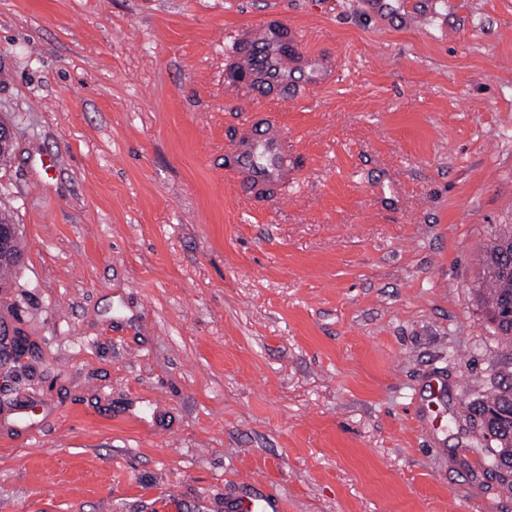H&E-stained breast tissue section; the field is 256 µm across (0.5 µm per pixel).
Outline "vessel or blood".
Returning a JSON list of instances; mask_svg holds the SVG:
<instances>
[{
	"mask_svg": "<svg viewBox=\"0 0 512 512\" xmlns=\"http://www.w3.org/2000/svg\"><path fill=\"white\" fill-rule=\"evenodd\" d=\"M308 62L321 73L332 72L333 58L325 55H300L288 45V26L276 15L257 27L246 26L235 37L234 49L226 57V72H242L248 86L267 92L287 86L292 72ZM294 150L287 134L267 118L254 116L240 126L224 158V172L251 201L264 204L284 197L297 172ZM237 512H284L280 498H244Z\"/></svg>",
	"mask_w": 512,
	"mask_h": 512,
	"instance_id": "1",
	"label": "vessel or blood"
}]
</instances>
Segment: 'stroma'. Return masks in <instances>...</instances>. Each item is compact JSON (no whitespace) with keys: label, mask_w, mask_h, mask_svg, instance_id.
<instances>
[{"label":"stroma","mask_w":512,"mask_h":512,"mask_svg":"<svg viewBox=\"0 0 512 512\" xmlns=\"http://www.w3.org/2000/svg\"><path fill=\"white\" fill-rule=\"evenodd\" d=\"M277 14L260 96L232 32ZM260 114L299 179L254 204ZM0 512H512L470 405L512 381L474 299L512 225V0H0ZM303 60L321 73H330L335 68L331 57L300 55L294 44L288 43V25L278 15H271L259 27L246 26L238 31L234 49L224 61V70L245 73L252 90L267 92L286 87L288 78ZM294 150L286 134L266 117L254 116L240 126L224 172L256 204L282 198L295 181ZM14 226V231L10 233H6L2 240H0V251L3 252V259H0V269L1 268H8L12 269L15 266H17L16 261L21 260V248L19 247L18 242V234L15 227V224H11V222L8 221V219L4 216L2 217V214L0 216V227L1 226ZM237 512H283L284 508L279 497L266 496L261 499L244 498L235 506Z\"/></svg>","instance_id":"1"}]
</instances>
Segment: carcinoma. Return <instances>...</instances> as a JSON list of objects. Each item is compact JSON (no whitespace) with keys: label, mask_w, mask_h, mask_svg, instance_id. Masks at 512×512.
<instances>
[{"label":"carcinoma","mask_w":512,"mask_h":512,"mask_svg":"<svg viewBox=\"0 0 512 512\" xmlns=\"http://www.w3.org/2000/svg\"><path fill=\"white\" fill-rule=\"evenodd\" d=\"M0 269H12L21 259L17 232L7 233L0 240ZM482 279L474 289L477 303L494 332L512 337V228L506 226L497 233L483 252ZM474 411L488 412L481 423L492 462L512 463V384L492 391L475 404Z\"/></svg>","instance_id":"carcinoma-1"}]
</instances>
